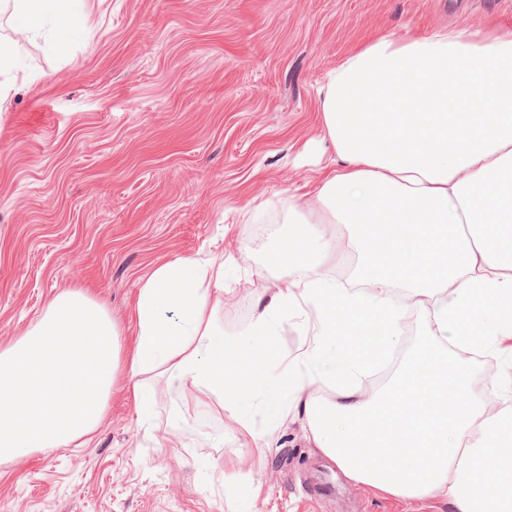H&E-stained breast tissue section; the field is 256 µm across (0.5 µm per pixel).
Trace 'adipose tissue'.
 <instances>
[{"mask_svg":"<svg viewBox=\"0 0 512 512\" xmlns=\"http://www.w3.org/2000/svg\"><path fill=\"white\" fill-rule=\"evenodd\" d=\"M87 0H0L12 33L85 27ZM332 169L314 199L281 200L282 285L248 327L225 335L224 267L177 259L155 268L136 302V346L123 356L105 307L78 289L56 295L25 334L0 349V460L79 447L105 419L118 375L144 401L141 375L162 370L186 406L219 400L248 423L303 414L318 451L350 480L396 499H440L451 512H512V376L491 381L489 411L467 393L464 364L423 356L419 390L388 407L365 401L359 378L395 346L407 313L426 314L432 343L500 354L512 339V40L491 31L381 35L348 54L319 89ZM328 224L337 234L312 233ZM360 259L361 285L319 276L336 253ZM302 311L309 338L291 361L278 320ZM351 341L336 348V322ZM379 336L369 346L367 335ZM336 389L326 403L315 392Z\"/></svg>","mask_w":512,"mask_h":512,"instance_id":"1","label":"adipose tissue"}]
</instances>
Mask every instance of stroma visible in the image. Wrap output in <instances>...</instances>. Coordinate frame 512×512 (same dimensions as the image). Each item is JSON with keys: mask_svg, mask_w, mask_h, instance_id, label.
Listing matches in <instances>:
<instances>
[{"mask_svg": "<svg viewBox=\"0 0 512 512\" xmlns=\"http://www.w3.org/2000/svg\"><path fill=\"white\" fill-rule=\"evenodd\" d=\"M444 26L511 40L512 0H90L65 55L22 42L0 116V348L83 288L131 352L140 288L179 258H223L216 324L241 334L279 285L280 198L314 191L334 156L316 148L325 75L372 36ZM421 328L412 317L402 364L365 379L367 397L401 378ZM141 381L145 410L116 383L87 447L0 461V512H448L350 481L302 416L244 426L185 410L176 379Z\"/></svg>", "mask_w": 512, "mask_h": 512, "instance_id": "1", "label": "stroma"}]
</instances>
